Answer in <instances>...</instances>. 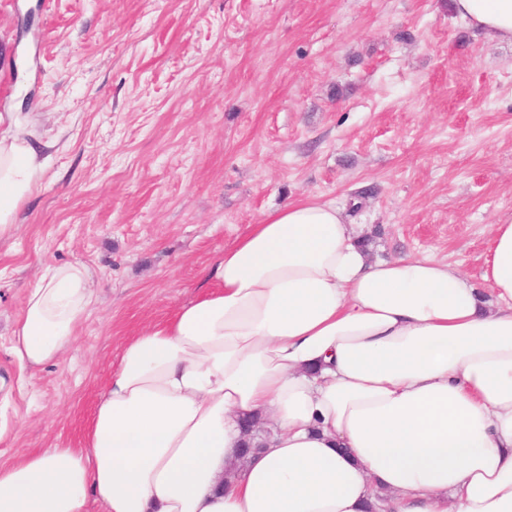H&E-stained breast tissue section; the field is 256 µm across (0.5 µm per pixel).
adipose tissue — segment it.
Instances as JSON below:
<instances>
[{
    "label": "adipose tissue",
    "instance_id": "ef3b65f1",
    "mask_svg": "<svg viewBox=\"0 0 512 512\" xmlns=\"http://www.w3.org/2000/svg\"><path fill=\"white\" fill-rule=\"evenodd\" d=\"M512 45V0H452ZM0 141V237L36 183ZM214 285L127 342L83 447L0 465V512H512V223L482 274L371 260L333 203L267 213L215 259ZM96 300L83 264L31 288L11 352L62 359ZM270 421L243 453L241 421Z\"/></svg>",
    "mask_w": 512,
    "mask_h": 512
}]
</instances>
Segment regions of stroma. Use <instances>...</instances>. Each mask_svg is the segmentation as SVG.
I'll return each mask as SVG.
<instances>
[{
  "label": "stroma",
  "instance_id": "stroma-1",
  "mask_svg": "<svg viewBox=\"0 0 512 512\" xmlns=\"http://www.w3.org/2000/svg\"><path fill=\"white\" fill-rule=\"evenodd\" d=\"M0 138L41 167L0 239L4 465L82 447L123 343L294 200L479 279L512 221V46L451 0H0ZM75 261L98 301L29 372L27 294Z\"/></svg>",
  "mask_w": 512,
  "mask_h": 512
}]
</instances>
